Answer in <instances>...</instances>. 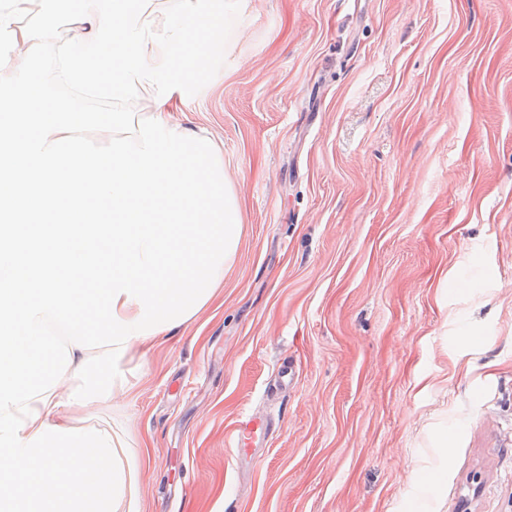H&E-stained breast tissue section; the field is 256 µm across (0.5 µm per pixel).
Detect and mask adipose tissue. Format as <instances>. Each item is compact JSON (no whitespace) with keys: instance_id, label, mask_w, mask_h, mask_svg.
<instances>
[{"instance_id":"adipose-tissue-1","label":"adipose tissue","mask_w":512,"mask_h":512,"mask_svg":"<svg viewBox=\"0 0 512 512\" xmlns=\"http://www.w3.org/2000/svg\"><path fill=\"white\" fill-rule=\"evenodd\" d=\"M0 0V512H141L136 463L92 414L132 346L190 322L224 284L242 218L224 144L166 118L224 51L235 0ZM87 98L112 111L84 134Z\"/></svg>"}]
</instances>
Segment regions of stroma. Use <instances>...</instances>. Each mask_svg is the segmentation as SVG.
<instances>
[{"mask_svg":"<svg viewBox=\"0 0 512 512\" xmlns=\"http://www.w3.org/2000/svg\"><path fill=\"white\" fill-rule=\"evenodd\" d=\"M237 11L176 115L237 253L104 411L142 512H512V0Z\"/></svg>","mask_w":512,"mask_h":512,"instance_id":"1","label":"stroma"}]
</instances>
